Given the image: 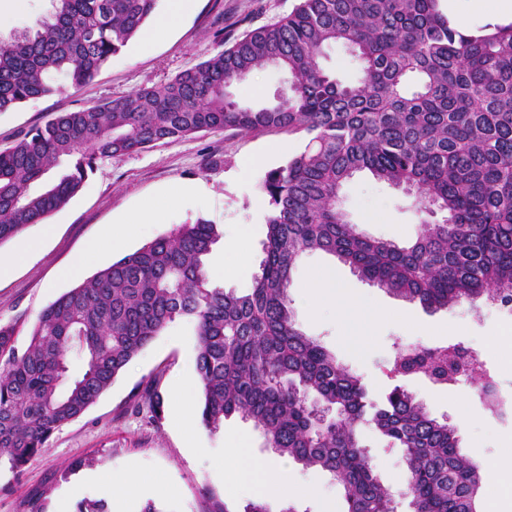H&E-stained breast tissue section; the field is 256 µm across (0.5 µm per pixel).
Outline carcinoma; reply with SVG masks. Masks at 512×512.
<instances>
[{
	"label": "carcinoma",
	"mask_w": 512,
	"mask_h": 512,
	"mask_svg": "<svg viewBox=\"0 0 512 512\" xmlns=\"http://www.w3.org/2000/svg\"><path fill=\"white\" fill-rule=\"evenodd\" d=\"M158 0H55L28 30L0 39V112L79 88L127 45ZM349 46L361 77L343 84L321 64ZM288 75L277 101L243 106L229 88L255 70ZM303 133L266 172L263 257L250 291L214 281L205 258L217 225L180 224L63 293L29 329L0 324V460L19 472L51 435L81 416L128 362L176 320L196 325L201 422L234 414L266 447L342 485V512H397L359 426L398 448L409 512H477L484 468L461 453L456 426L402 385L371 395L296 325L292 273L323 251L374 286L437 311L487 297L512 305V23L461 33L439 0H298L285 17L224 41L168 82L52 116L0 149V243L41 224L79 191L100 157L215 128ZM415 196L429 216L408 245L350 223L340 191L355 174ZM81 359L72 367L71 355ZM460 344L399 351L390 374L436 385L483 380L486 408L507 402Z\"/></svg>",
	"instance_id": "obj_1"
}]
</instances>
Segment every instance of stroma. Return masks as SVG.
Listing matches in <instances>:
<instances>
[{"mask_svg":"<svg viewBox=\"0 0 512 512\" xmlns=\"http://www.w3.org/2000/svg\"><path fill=\"white\" fill-rule=\"evenodd\" d=\"M298 0H196L180 26L150 51L130 40L90 83L65 87L62 93L28 101L0 112V149L20 134L43 125L53 114L72 112L110 101L144 86L169 81L223 49L225 37L274 22L288 15ZM285 74L266 67L236 86V99L247 106L271 101L285 86ZM304 145L303 134L276 130L241 133L215 129L192 138L171 140L114 157L99 158L77 194L52 213V235L11 274L0 279V323L38 314L64 292L75 288L61 271L83 252L89 240L102 237L113 225L149 200H163L182 186L199 185V193L172 210L159 224L132 227L123 245L105 250L90 264L87 275L129 254L177 225L204 220L218 225L225 240L243 239L253 262H260L266 239V216L254 200L270 169L283 165ZM259 158L251 172H242L247 158ZM340 206L348 220L366 235L405 243L415 237L425 213L412 197L369 173L356 174L343 187ZM333 270L338 282L367 298V309L348 314H315L302 298L320 268ZM292 307L299 328L316 339L337 361L350 368L374 396L391 386L388 370L400 344L459 343L480 351L495 391L512 400V375L499 371L501 357L512 350L505 335L512 333V308L463 302L435 312L360 280L349 266L320 251L304 254L292 275ZM197 336L193 324H169L138 353L83 415L61 426L41 454L21 472L0 467V512H75L79 502H106L122 512H142L155 501L159 512H211L214 504L243 512L251 502L267 512H284L288 505L329 512L341 504L342 490L324 472L281 459V479L288 495L242 492L224 475V462L236 443L256 461L272 460L261 433L251 422L234 415L217 432L199 428L189 433L175 423L170 405L183 397L198 407ZM406 389L430 413L448 418L458 430L461 450L496 473L512 470V420L492 415L478 395V381L435 385L422 377H406ZM157 392L164 409L153 415L143 398ZM374 472L393 495L398 512H407L408 473L401 452L389 448L376 431L362 428ZM125 478L134 490L119 493L116 479ZM316 487L315 495L300 487Z\"/></svg>","mask_w":512,"mask_h":512,"instance_id":"obj_1","label":"stroma"}]
</instances>
